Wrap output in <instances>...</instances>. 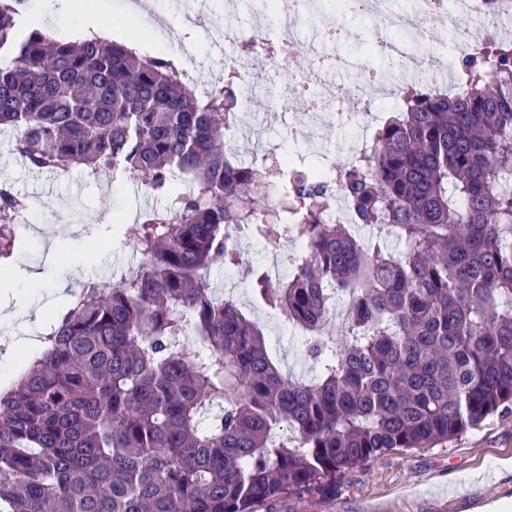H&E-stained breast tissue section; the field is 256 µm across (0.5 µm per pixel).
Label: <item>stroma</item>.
I'll return each mask as SVG.
<instances>
[{
  "mask_svg": "<svg viewBox=\"0 0 512 512\" xmlns=\"http://www.w3.org/2000/svg\"><path fill=\"white\" fill-rule=\"evenodd\" d=\"M155 3L168 18L169 28L180 30L181 35L172 39L152 34L143 41V52L186 59L182 69L186 83L196 94H204L220 76L213 65L215 43L190 27L173 0ZM127 9V0H86L79 11L70 0H24L25 12L39 15L40 30L65 40L77 39L84 12L94 14L102 28L131 32L138 23L128 18ZM307 64L301 57L288 68L249 74L251 85L270 89L272 110L263 122L252 123L240 138L238 149L243 156L259 160L274 150L303 168L350 159L355 130L328 116L321 122L319 150H312L305 139L289 141L282 137L285 128L303 117L306 100L289 92L288 86L292 72ZM17 135V130L0 129V184H9L33 212L20 230L10 257L16 284L12 291H0V316H14L10 324L0 323V337L22 343L43 335L57 310L67 306V298L55 293L65 269L76 270L73 286L77 289L91 280L117 282L137 269L144 257L128 242L123 229L143 212L164 208L166 199L135 180L109 171L87 166L65 172L32 168L14 149ZM97 237L104 238L107 249H88V242ZM235 243L244 261L264 262L284 279L290 275L287 258L297 252V245L286 243L273 249L248 236L236 238ZM207 278L216 290L232 295L246 315L276 338L273 350L283 372L311 375L310 361L296 355L286 326L254 299L241 271L215 267ZM33 303L41 308V316L22 317V310ZM495 500L512 502L510 415L489 418L444 448L389 452L346 475L334 489L274 499L265 502L259 512H476Z\"/></svg>",
  "mask_w": 512,
  "mask_h": 512,
  "instance_id": "obj_1",
  "label": "stroma"
}]
</instances>
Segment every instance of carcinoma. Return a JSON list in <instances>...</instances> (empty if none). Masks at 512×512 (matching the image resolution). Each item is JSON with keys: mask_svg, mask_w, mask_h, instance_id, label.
I'll use <instances>...</instances> for the list:
<instances>
[{"mask_svg": "<svg viewBox=\"0 0 512 512\" xmlns=\"http://www.w3.org/2000/svg\"><path fill=\"white\" fill-rule=\"evenodd\" d=\"M19 3L0 0V127L23 128L16 151L38 169L120 168L167 207L126 226L145 263L87 283L0 394V512H258L512 415L511 40L461 60L454 92L402 87L335 181H284V155L257 167L224 151L242 72L199 97L164 54L21 32ZM340 200L351 223H327ZM21 208L0 189L2 258ZM239 230L303 244L288 279L259 263L245 277L303 330L308 380L203 284L243 265Z\"/></svg>", "mask_w": 512, "mask_h": 512, "instance_id": "cac0c4a2", "label": "carcinoma"}]
</instances>
